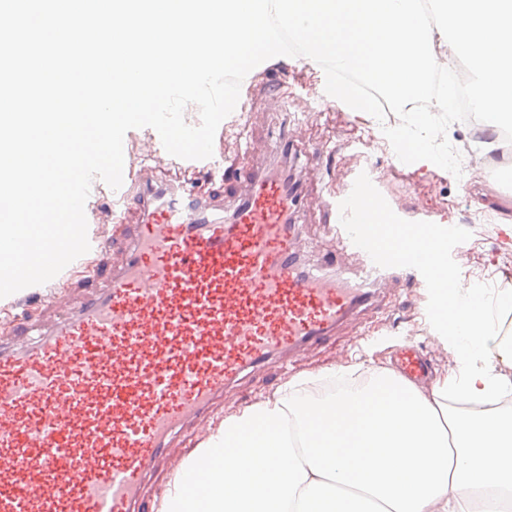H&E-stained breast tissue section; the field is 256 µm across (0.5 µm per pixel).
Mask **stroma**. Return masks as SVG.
I'll return each mask as SVG.
<instances>
[{"instance_id": "obj_1", "label": "stroma", "mask_w": 512, "mask_h": 512, "mask_svg": "<svg viewBox=\"0 0 512 512\" xmlns=\"http://www.w3.org/2000/svg\"><path fill=\"white\" fill-rule=\"evenodd\" d=\"M276 82H269L264 67L244 78L241 97L245 110H234L223 122L224 158L248 174L259 164L285 169L300 194L298 243L313 255H336L342 268L355 269L356 256L338 253L336 231L328 222L321 200L342 196L369 169H376L378 190L391 207L393 220L415 224L426 215L446 219L452 229L439 233L440 248L463 247L474 257L459 274L486 284L489 293L512 290V166L501 158H479L477 170L462 177L436 166L401 162L382 132L397 125L396 116L377 121L337 104L320 85L315 69L305 57L277 58ZM293 131L294 157L264 152L263 141ZM416 273L402 270L380 308L348 322L315 347L307 365L286 376L274 367L258 370L224 394L213 410L214 425L271 397L288 377L323 381L327 370L337 367L338 353H346L350 374L364 366L397 369L398 354L415 346L426 363L427 381L457 375L458 366L441 323L436 294H421Z\"/></svg>"}]
</instances>
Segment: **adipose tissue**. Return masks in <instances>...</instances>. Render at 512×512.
<instances>
[{
    "label": "adipose tissue",
    "instance_id": "1",
    "mask_svg": "<svg viewBox=\"0 0 512 512\" xmlns=\"http://www.w3.org/2000/svg\"><path fill=\"white\" fill-rule=\"evenodd\" d=\"M497 302L476 289L440 292L458 376L430 392L389 369L309 401L286 384L225 419L200 451L218 470L188 489L175 476L162 512H501L512 493V413L489 406L512 391V348L493 330ZM478 403L448 414V395Z\"/></svg>",
    "mask_w": 512,
    "mask_h": 512
}]
</instances>
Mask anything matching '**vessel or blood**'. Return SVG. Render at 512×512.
<instances>
[{
  "label": "vessel or blood",
  "instance_id": "obj_1",
  "mask_svg": "<svg viewBox=\"0 0 512 512\" xmlns=\"http://www.w3.org/2000/svg\"><path fill=\"white\" fill-rule=\"evenodd\" d=\"M153 152L158 167L202 171L198 160ZM374 175L326 204L344 248L362 252L356 277L310 265L296 249L297 204L269 167L257 166L230 217L213 214L191 182L140 194L144 218L129 249L89 235L104 278L72 306L53 292L22 293L46 305L0 345V512H139L146 478L185 472L207 485V460L187 468L177 438L208 422L225 386L272 362L290 366L357 310L384 298L399 266L421 287L455 285V262L427 248L409 257L390 237V207ZM404 378L425 363L399 353Z\"/></svg>",
  "mask_w": 512,
  "mask_h": 512
}]
</instances>
